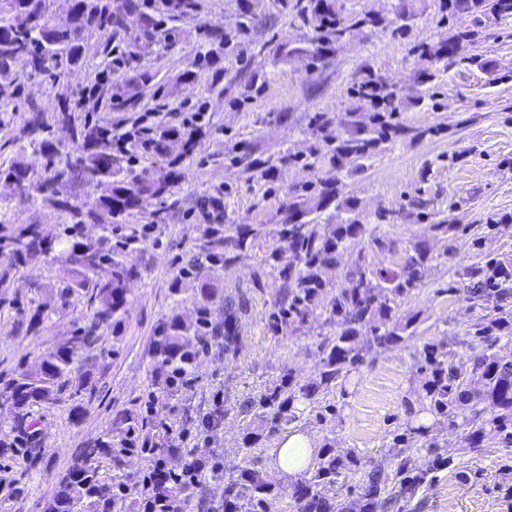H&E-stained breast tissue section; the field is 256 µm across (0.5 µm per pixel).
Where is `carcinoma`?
Returning <instances> with one entry per match:
<instances>
[{
	"label": "carcinoma",
	"instance_id": "cac0c4a2",
	"mask_svg": "<svg viewBox=\"0 0 512 512\" xmlns=\"http://www.w3.org/2000/svg\"><path fill=\"white\" fill-rule=\"evenodd\" d=\"M456 11L481 14L490 18L497 6L488 0H454ZM129 11L126 0H72L69 18L60 25L53 20L51 0H0V76L11 74L16 62L24 60L34 73L54 81L66 77L68 69L82 65L88 33L96 28H112L120 11ZM130 44L147 43L153 37L151 23L138 18L125 28ZM346 29L335 24L321 28L310 45L303 49L313 59L331 50ZM378 94L390 108L375 112L370 121L349 113L345 135L328 143L327 155L332 169L362 168L372 155L383 148L395 126L389 122L399 97L377 78L367 76L359 84V95ZM31 136V161H17L0 168V182H10L17 190L12 197L20 203L41 197L48 204L69 213L71 223L63 228L69 245L59 254L66 256L74 274L68 290L84 289L90 311L82 315L70 335L61 338L41 357L37 368L18 369L0 386V401L10 406L14 439L0 448V457L18 455L28 468L19 477H0V508L20 494L19 483L29 477L38 457L33 453L36 434L34 408L65 400L74 401L87 394L88 381L76 379L78 359L91 353L106 357L109 350L100 344L102 330L121 326L128 303V284L139 274L129 260L139 249L143 230L137 224H122V218L137 208L144 196L162 198L169 193L172 174L159 168L133 177L121 176L122 158L112 153L109 134L86 125L73 110L64 106L48 123L41 111L31 110L26 120ZM66 134L75 148L61 156V141L56 132ZM79 181L103 189L94 204L83 209L64 198L67 186ZM336 180L321 183V189L308 190L299 202L288 204L280 234L288 243L285 250L275 249L269 259L283 284V296L269 314L277 327L288 321L304 323L317 310L326 315V324L336 328L333 336L320 343L319 378L299 384L293 375L248 398L242 412L251 417L244 445L251 449L268 437L297 422L304 409L318 403L330 389L343 382L363 363L373 348L386 349L416 336L417 319L396 317L399 304L411 297L422 282L429 260L423 242L413 245L398 269L372 270L359 261L336 286L325 272L336 268L347 244L361 236L363 225L354 218L339 224H320L318 214L330 205L353 210L350 202H338ZM97 224L105 232L118 234L114 244L103 236L97 242L81 241L82 227ZM261 224H209L205 229L202 254L181 268L176 282L192 279L199 284L195 316L186 320L179 315L167 319L155 336L152 353L158 371L169 377V389L184 387L182 375L208 352L210 342L224 340V352L235 351L239 336L237 314L246 303L224 304V316L211 311L214 298L213 273L233 263L261 237ZM10 246L29 264L54 258V244L41 231L30 226L16 235L0 236V247ZM468 300L483 310L474 325L473 341L480 351L470 364L456 363L439 343L423 344L427 375L424 382L426 403L423 411L448 420V424L466 431L468 450L489 448L506 435L512 439V362L502 361L495 347L504 338L512 340V264L488 262L468 268ZM370 325L371 335L360 339V328ZM113 429L122 433L119 447L112 436L98 440L75 458L68 473L48 492L43 512H128L135 502L140 512H183L200 482L182 474L176 481L161 484L156 492L143 495L138 485L129 484L122 472L125 457L137 454L151 458L181 455L182 449L168 445L169 432H150L138 417L119 412ZM112 462V478L100 475V461ZM358 466V459L345 460L326 445L319 449L308 475L291 487L295 512H389L412 493L424 479L422 469L411 459L400 460L393 474L373 468L365 480L360 498L344 500L338 479L342 472ZM284 493L276 476L242 467L224 479V512H238L241 499L247 498L253 512H266L270 501Z\"/></svg>",
	"mask_w": 512,
	"mask_h": 512
}]
</instances>
